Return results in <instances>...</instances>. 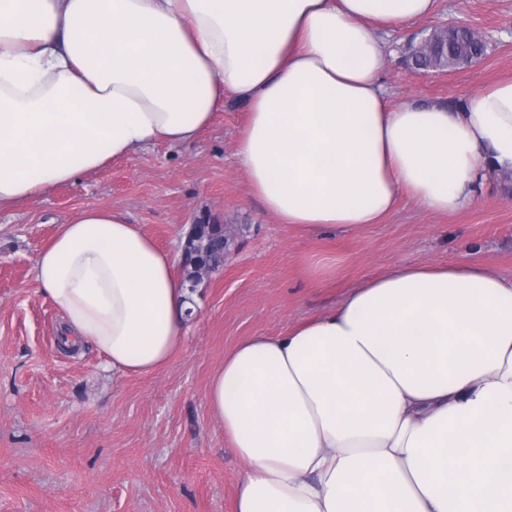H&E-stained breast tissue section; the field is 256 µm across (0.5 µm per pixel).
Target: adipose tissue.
<instances>
[{"instance_id":"ef3b65f1","label":"adipose tissue","mask_w":512,"mask_h":512,"mask_svg":"<svg viewBox=\"0 0 512 512\" xmlns=\"http://www.w3.org/2000/svg\"><path fill=\"white\" fill-rule=\"evenodd\" d=\"M435 0H0V208L244 103L254 196L304 232L459 211L512 174V77L459 105L393 104L381 32ZM118 210L87 207L35 260L66 345L146 375L192 294ZM245 465L236 512H512V279L399 262L334 308L224 357L206 393Z\"/></svg>"}]
</instances>
